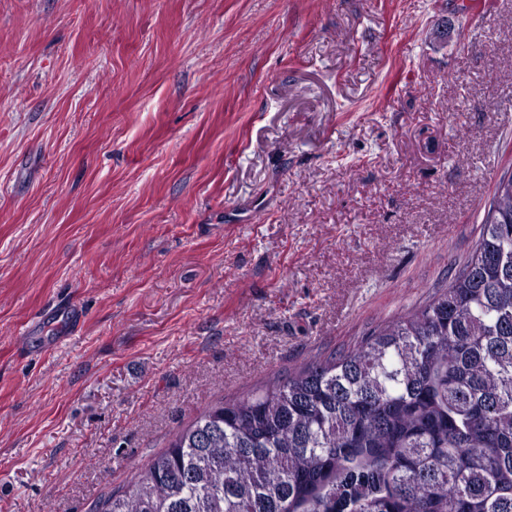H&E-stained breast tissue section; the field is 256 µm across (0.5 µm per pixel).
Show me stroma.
I'll return each mask as SVG.
<instances>
[{"label": "stroma", "mask_w": 512, "mask_h": 512, "mask_svg": "<svg viewBox=\"0 0 512 512\" xmlns=\"http://www.w3.org/2000/svg\"><path fill=\"white\" fill-rule=\"evenodd\" d=\"M468 2L0 0V512L448 283L512 168V0Z\"/></svg>", "instance_id": "35a3bbf8"}]
</instances>
